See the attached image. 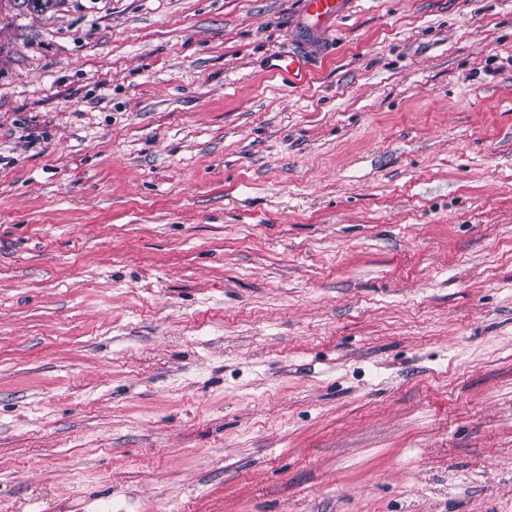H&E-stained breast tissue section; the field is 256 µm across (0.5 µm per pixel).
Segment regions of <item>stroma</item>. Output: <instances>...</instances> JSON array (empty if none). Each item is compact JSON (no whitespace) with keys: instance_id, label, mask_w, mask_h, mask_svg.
<instances>
[{"instance_id":"stroma-1","label":"stroma","mask_w":512,"mask_h":512,"mask_svg":"<svg viewBox=\"0 0 512 512\" xmlns=\"http://www.w3.org/2000/svg\"><path fill=\"white\" fill-rule=\"evenodd\" d=\"M304 22L0 0V512H512V0ZM274 63L269 65L272 74H287L288 77H301L307 67L306 57L301 53H288L279 55L273 59Z\"/></svg>"}]
</instances>
